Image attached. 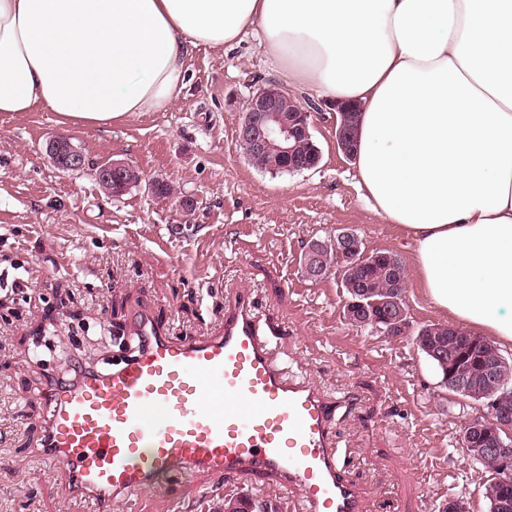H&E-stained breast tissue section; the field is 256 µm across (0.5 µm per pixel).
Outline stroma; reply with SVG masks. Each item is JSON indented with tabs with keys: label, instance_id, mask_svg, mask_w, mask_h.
<instances>
[{
	"label": "stroma",
	"instance_id": "obj_1",
	"mask_svg": "<svg viewBox=\"0 0 512 512\" xmlns=\"http://www.w3.org/2000/svg\"><path fill=\"white\" fill-rule=\"evenodd\" d=\"M186 67L171 105L109 127L65 126L43 109L0 115V512H92L37 451L47 411L35 393L47 374L62 373L57 353L90 362L86 341L107 324L108 352L125 360L131 322L143 312L183 339L217 334L225 303L241 289L283 327L276 353L288 373L332 397L359 394L335 430L367 512H424L453 498L468 512H489V474L460 446L483 406L441 387L411 337L348 325L340 270L320 281L303 271L306 243L343 229L367 251L413 266L403 229L363 200L353 161L336 144L335 113L313 117L316 168L263 173L237 139L247 98L280 81L257 41L199 47ZM57 133L89 168L54 166L46 142ZM106 158L132 162L141 184L107 196L91 170ZM157 178L174 197L153 193ZM182 196L194 199L192 212L179 206ZM24 270L27 289H14ZM225 498L223 482L201 476L173 484L157 512H224Z\"/></svg>",
	"mask_w": 512,
	"mask_h": 512
}]
</instances>
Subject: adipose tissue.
<instances>
[{
    "instance_id": "ef3b65f1",
    "label": "adipose tissue",
    "mask_w": 512,
    "mask_h": 512,
    "mask_svg": "<svg viewBox=\"0 0 512 512\" xmlns=\"http://www.w3.org/2000/svg\"><path fill=\"white\" fill-rule=\"evenodd\" d=\"M251 33L289 87L360 104L371 209L433 305L512 344V0H0V113L156 112Z\"/></svg>"
}]
</instances>
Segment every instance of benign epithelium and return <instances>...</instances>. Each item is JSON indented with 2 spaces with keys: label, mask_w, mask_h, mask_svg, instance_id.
I'll list each match as a JSON object with an SVG mask.
<instances>
[{
  "label": "benign epithelium",
  "mask_w": 512,
  "mask_h": 512,
  "mask_svg": "<svg viewBox=\"0 0 512 512\" xmlns=\"http://www.w3.org/2000/svg\"><path fill=\"white\" fill-rule=\"evenodd\" d=\"M330 106L341 117L336 130L341 149L347 156L352 157L356 144L347 116L356 112L357 108L337 102L330 103ZM316 110V104L303 105L280 87L269 84L257 89L246 100L237 136L252 155L268 156L274 161L291 159L297 170L311 168L316 165L317 159L298 157L297 147L300 137L308 135L312 114ZM47 149L59 169L76 170L86 164L84 154L65 136L51 137ZM95 176L101 188L109 194L125 192L142 181L141 172L121 159L101 161L95 169ZM333 246L336 261L347 259L352 266H360L354 254L351 233H339ZM304 269L306 275L315 280L327 273L329 266L321 246L317 245L309 251L304 261ZM458 339L457 332L448 333V338L429 350L431 358L441 364L448 361L452 350L458 345ZM500 365V356L488 353L482 357L479 374L486 380L492 379L498 374ZM445 381L456 390L464 392L474 385L472 373L461 370L448 373ZM486 406V416L472 419L464 426V452L470 459L488 464L508 476L512 474V441L503 439L502 434L512 429V398L502 396L492 399Z\"/></svg>",
  "instance_id": "obj_1"
}]
</instances>
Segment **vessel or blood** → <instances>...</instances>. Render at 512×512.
I'll return each instance as SVG.
<instances>
[{"label":"vessel or blood","mask_w":512,"mask_h":512,"mask_svg":"<svg viewBox=\"0 0 512 512\" xmlns=\"http://www.w3.org/2000/svg\"><path fill=\"white\" fill-rule=\"evenodd\" d=\"M133 334L140 345L129 361L39 392L48 411L39 453L70 494L111 512L115 495L144 488L162 497L204 472L228 486L273 488L303 512H364L336 451L338 403L284 374L275 330L247 291L225 307L222 333L176 339L143 313Z\"/></svg>","instance_id":"b4317fda"}]
</instances>
